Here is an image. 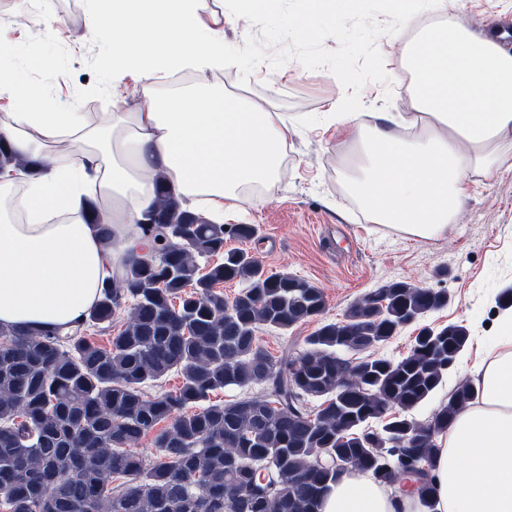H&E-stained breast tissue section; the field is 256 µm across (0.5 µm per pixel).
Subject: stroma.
Returning <instances> with one entry per match:
<instances>
[{
  "mask_svg": "<svg viewBox=\"0 0 512 512\" xmlns=\"http://www.w3.org/2000/svg\"><path fill=\"white\" fill-rule=\"evenodd\" d=\"M457 6L472 30L512 25V0H458ZM38 8L56 18L52 35L15 11L10 0H0V35L16 44L10 65L19 82L42 86L38 62L49 59L56 67L55 82L45 94L49 109L108 112L117 96L129 111L146 108L134 80L107 83L97 64L103 48L85 33L80 0H39ZM376 46L390 82L362 88L364 109L408 111L413 76L388 35H380ZM203 79L231 99L288 113L295 123L297 134L288 142L278 176L255 189L264 204L243 203L235 221L257 225L258 234L246 248L264 265L303 277L324 292V320L344 318L364 294L392 281L447 291V305L423 322L463 325L469 340L437 392L414 410V418L425 421L451 389L475 379V365L493 346L498 297L512 289V153L503 156L493 176L470 178L445 236L416 241L377 223L345 187L344 175L357 160L356 139L341 125H325L321 117L347 93L333 73L293 60L277 70L258 66L244 85L234 66Z\"/></svg>",
  "mask_w": 512,
  "mask_h": 512,
  "instance_id": "1",
  "label": "stroma"
}]
</instances>
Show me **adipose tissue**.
<instances>
[{
  "mask_svg": "<svg viewBox=\"0 0 512 512\" xmlns=\"http://www.w3.org/2000/svg\"><path fill=\"white\" fill-rule=\"evenodd\" d=\"M445 17L409 52L412 137L398 115L335 112L359 130L361 179L354 190L379 223L405 235L447 234L470 175H493L512 150V53L499 30L473 33L447 0ZM85 27L107 41L112 84L133 78L143 112H37L32 91L0 67V139L28 159L62 155L32 177L0 172V326L69 327L100 296L130 254L149 251L137 233L165 176L179 202L215 222L246 188L279 173L294 127L286 114L235 102L218 88L157 93L161 78L206 74L224 64V26L207 0H85ZM110 224L103 243L87 223V201ZM494 345L477 369L476 402L439 438L430 471L434 512H512V308L499 311ZM319 512H425L419 497L364 474L337 479Z\"/></svg>",
  "mask_w": 512,
  "mask_h": 512,
  "instance_id": "obj_1",
  "label": "adipose tissue"
}]
</instances>
